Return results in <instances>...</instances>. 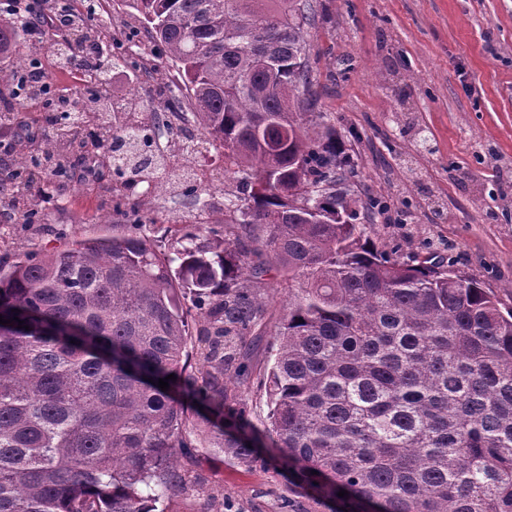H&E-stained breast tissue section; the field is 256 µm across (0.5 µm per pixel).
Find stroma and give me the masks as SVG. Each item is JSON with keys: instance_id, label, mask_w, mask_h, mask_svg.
I'll list each match as a JSON object with an SVG mask.
<instances>
[{"instance_id": "1", "label": "stroma", "mask_w": 512, "mask_h": 512, "mask_svg": "<svg viewBox=\"0 0 512 512\" xmlns=\"http://www.w3.org/2000/svg\"><path fill=\"white\" fill-rule=\"evenodd\" d=\"M316 20L307 30L309 65L318 108L330 113L356 162L354 188L361 197H383L389 208L371 226L379 249L443 257L460 275H473L512 306V0H313ZM69 29H46L24 43V56L39 63L58 92L81 95L83 83L59 68L53 42L86 35L116 49L119 32L143 33V18L126 0H68ZM112 73L107 92L137 93L140 117L160 102L158 72H171L152 46ZM46 109L35 98L18 106L16 137L0 141V159L30 151L31 141L52 135ZM72 173L62 200L34 197L40 214L32 224L0 223V260L11 263L73 237L111 236L126 218L112 201L109 168H91L79 145L59 149ZM202 171L201 189L214 207L208 223L224 222V194L235 183L224 173L222 150L183 157ZM148 236L164 243L174 227L190 224L194 210L183 191L169 185L135 198ZM264 336L245 337L252 377L229 386L221 414H207L190 433L195 470L216 501L243 512H281L290 498L298 512H343L341 500L318 495L289 469L267 432L270 411L266 372L277 348V323L288 302V284L269 292ZM252 439L259 459L239 462L230 449L202 446L214 434Z\"/></svg>"}]
</instances>
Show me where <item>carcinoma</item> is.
I'll return each instance as SVG.
<instances>
[{
  "label": "carcinoma",
  "instance_id": "carcinoma-1",
  "mask_svg": "<svg viewBox=\"0 0 512 512\" xmlns=\"http://www.w3.org/2000/svg\"><path fill=\"white\" fill-rule=\"evenodd\" d=\"M128 2L181 77L161 112L224 150L240 194L224 227L176 229L162 250L134 223L0 265V317L12 320L0 324V512H197L205 482L177 395L219 411L227 384L249 382L242 343L264 333L267 290L284 276L267 383L288 466L323 497L347 491L346 512H512V307L367 234L361 221L385 206L357 204L354 160L309 93L311 0ZM15 25L0 24V56L20 57ZM54 51L97 78L80 123L50 115L43 161L85 134L110 160L118 209L172 177L154 149L161 112L139 120L136 99L102 86L126 57L85 37ZM32 170L20 156L0 163V203L54 196ZM224 447L255 460L242 437Z\"/></svg>",
  "mask_w": 512,
  "mask_h": 512
}]
</instances>
